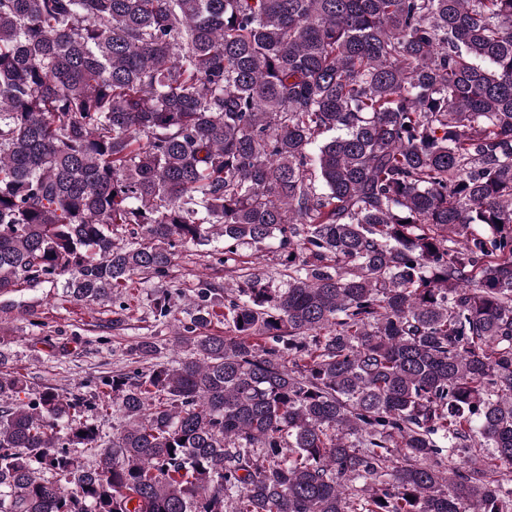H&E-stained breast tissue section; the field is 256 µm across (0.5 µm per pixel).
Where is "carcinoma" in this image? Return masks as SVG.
Returning a JSON list of instances; mask_svg holds the SVG:
<instances>
[{
    "label": "carcinoma",
    "mask_w": 512,
    "mask_h": 512,
    "mask_svg": "<svg viewBox=\"0 0 512 512\" xmlns=\"http://www.w3.org/2000/svg\"><path fill=\"white\" fill-rule=\"evenodd\" d=\"M188 245L185 356L0 348V512H512V0H0V310ZM247 254L251 255V260L253 264L251 267H254L255 270L264 273L270 277L275 279V284L284 288L286 284V278L281 277L277 272L280 266L275 265V263L271 260H268V256H266L265 251H256L255 248H244Z\"/></svg>",
    "instance_id": "1"
}]
</instances>
